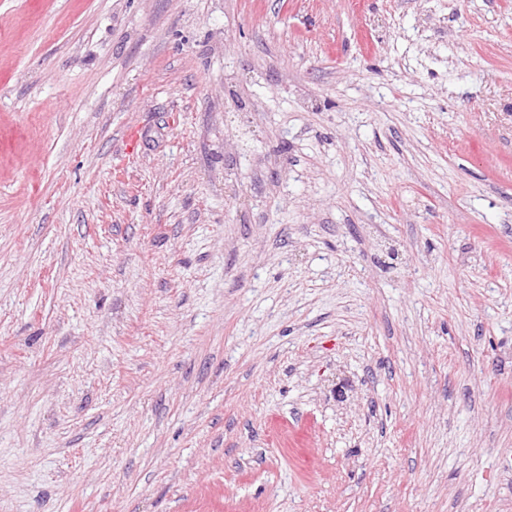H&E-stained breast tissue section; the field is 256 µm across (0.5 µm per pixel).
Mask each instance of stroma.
Here are the masks:
<instances>
[{"instance_id": "1", "label": "stroma", "mask_w": 512, "mask_h": 512, "mask_svg": "<svg viewBox=\"0 0 512 512\" xmlns=\"http://www.w3.org/2000/svg\"><path fill=\"white\" fill-rule=\"evenodd\" d=\"M0 512H512V0H0Z\"/></svg>"}]
</instances>
